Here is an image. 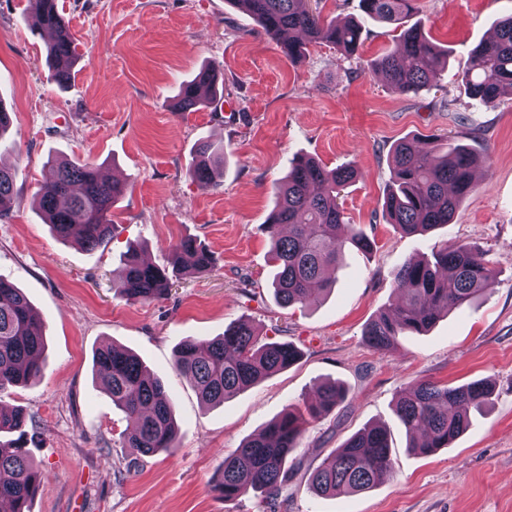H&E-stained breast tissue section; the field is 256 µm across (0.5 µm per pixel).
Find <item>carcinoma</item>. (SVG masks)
Instances as JSON below:
<instances>
[{
  "label": "carcinoma",
  "mask_w": 512,
  "mask_h": 512,
  "mask_svg": "<svg viewBox=\"0 0 512 512\" xmlns=\"http://www.w3.org/2000/svg\"><path fill=\"white\" fill-rule=\"evenodd\" d=\"M254 18L266 34L280 41L282 52L297 62L306 45L326 42L348 56L357 55L364 28L346 20H326L313 8L314 0H227ZM415 0H359L364 17L402 24ZM27 10L40 27L55 31L47 54L54 80L71 78L76 47L69 22L57 0H29ZM448 64V54L412 25L398 36L394 50L377 58L373 67L389 88L400 95L426 89ZM468 95L479 105L495 107L512 92V16L498 24L496 35L476 49L461 73ZM219 94L215 67L201 69L181 85L179 109L187 112L216 102ZM200 160L192 177L202 187H216L223 177L224 145L208 140L198 144ZM391 184L384 200L387 222L405 234L425 233L452 222L462 199L475 187L477 156L452 143L417 148L406 140L391 150ZM38 194V207L51 231L62 240L76 238L85 248H96L112 235L110 211L125 187L100 178L97 168L75 160H56ZM355 178L349 167L327 170L314 159H292L286 179L277 186V201L265 220L270 260L276 268L274 294L284 306L305 305L331 291L335 280L324 277L347 250L368 252L373 242L360 230L337 234L344 224L337 197L339 188ZM14 180L0 167V219L11 212ZM196 272L211 270L213 256L193 238L172 248L171 269L141 260L129 250L124 263L121 293L128 301H153L165 296L171 275L184 264ZM496 272L486 253L471 245L443 244L428 258L409 260L394 273L395 291L402 300L368 322L363 336L379 351L395 346L401 336L428 331L448 311L472 302L490 287ZM42 323L26 296L0 277V393L40 377L43 351ZM298 357L288 342L259 343L251 322L238 320L224 334L204 343L185 340L175 349L174 368L188 375L205 406L224 403L237 393L287 369ZM95 372L112 404L125 414L122 444L143 455L176 448L177 426L160 379L128 350L110 345L94 356ZM492 394L482 380L460 386L419 382L398 396L395 412L409 437V450L431 454L449 447L470 426V409L484 407ZM345 397L341 385L320 386L306 412L286 409L262 432L224 457L217 491L230 502L251 493L276 495L288 475V459L299 447L308 420L335 408ZM29 418L18 408L0 405V512H30L43 476L27 454ZM392 472L387 430L368 426L329 453L310 476L319 496L366 492Z\"/></svg>",
  "instance_id": "cac0c4a2"
}]
</instances>
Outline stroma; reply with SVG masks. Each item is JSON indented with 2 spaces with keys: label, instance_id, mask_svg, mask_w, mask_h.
Here are the masks:
<instances>
[{
  "label": "stroma",
  "instance_id": "stroma-1",
  "mask_svg": "<svg viewBox=\"0 0 512 512\" xmlns=\"http://www.w3.org/2000/svg\"><path fill=\"white\" fill-rule=\"evenodd\" d=\"M27 0H0V104L11 116L14 202L0 219V276L20 288L45 326L41 376L0 395L32 417L30 457L43 475L31 512H512V95L486 109L458 74L472 49L512 14V0H419L411 23L448 50V68L418 95L393 93L370 63L394 48L392 25L365 21L358 58L327 44L293 63L228 0H58L77 43L72 78L58 84L49 35L26 19ZM216 65L224 95L178 112L182 82ZM449 136L479 158L476 187L452 223L425 234L388 224L383 202L394 142ZM224 146V179L202 188L190 171L198 142ZM297 155L351 167L341 193L345 225L371 253L345 252L335 289L306 306H281L263 222L273 187ZM76 157L126 187L112 207V237L89 251L55 237L36 208L46 163ZM196 238L213 254L206 274L174 279L168 295L130 302L119 274L130 246L166 265L173 245ZM475 244L497 271L490 289L427 333L382 352L366 324L395 303L393 274L443 242ZM253 321L262 338L294 343L298 361L224 405H201L173 367L176 345ZM117 344L159 375L178 424L174 452L123 447V413L103 392L97 349ZM492 384L467 431L431 455L410 452L395 399L419 381ZM347 395L309 420L280 493L224 501L221 464L288 406L305 408L326 382ZM368 425L391 434V476L367 493L319 496L309 476Z\"/></svg>",
  "mask_w": 512,
  "mask_h": 512
}]
</instances>
